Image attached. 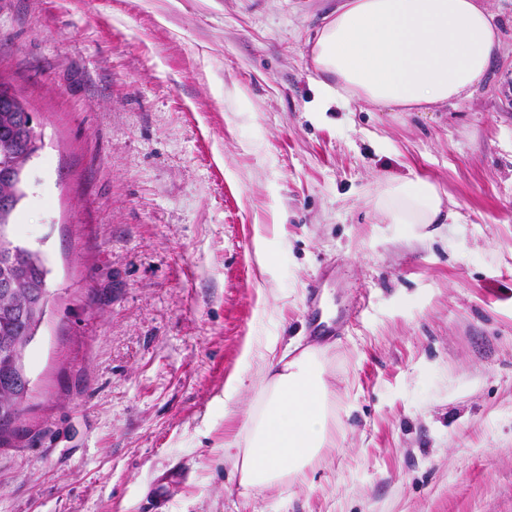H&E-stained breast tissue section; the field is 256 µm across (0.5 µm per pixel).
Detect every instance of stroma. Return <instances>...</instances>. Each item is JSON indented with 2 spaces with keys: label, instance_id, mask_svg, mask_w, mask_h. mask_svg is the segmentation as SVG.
I'll use <instances>...</instances> for the list:
<instances>
[{
  "label": "stroma",
  "instance_id": "obj_1",
  "mask_svg": "<svg viewBox=\"0 0 512 512\" xmlns=\"http://www.w3.org/2000/svg\"><path fill=\"white\" fill-rule=\"evenodd\" d=\"M342 0H0V83L41 142L11 222L54 309L0 447V512H512V0L471 99L314 111ZM455 224H385L384 177ZM264 240L266 266L255 257ZM336 336H310L307 294ZM326 349L336 445L246 490L224 442L244 350Z\"/></svg>",
  "mask_w": 512,
  "mask_h": 512
}]
</instances>
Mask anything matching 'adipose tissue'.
Here are the masks:
<instances>
[{
  "label": "adipose tissue",
  "mask_w": 512,
  "mask_h": 512,
  "mask_svg": "<svg viewBox=\"0 0 512 512\" xmlns=\"http://www.w3.org/2000/svg\"><path fill=\"white\" fill-rule=\"evenodd\" d=\"M500 32L484 0H345L310 48L324 103L362 100L392 112L459 103L487 76ZM389 224L455 220L429 179H386L374 200ZM265 342L260 367L243 358L258 390L238 434L224 443L240 485L264 490L304 481L313 462L336 442L333 392L322 349L294 357Z\"/></svg>",
  "instance_id": "ef3b65f1"
}]
</instances>
